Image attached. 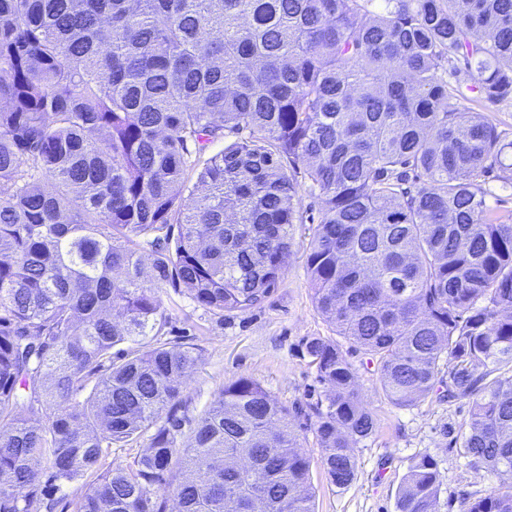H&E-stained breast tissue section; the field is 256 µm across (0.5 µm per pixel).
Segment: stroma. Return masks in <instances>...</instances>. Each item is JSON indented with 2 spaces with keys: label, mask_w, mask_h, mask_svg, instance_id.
Wrapping results in <instances>:
<instances>
[{
  "label": "stroma",
  "mask_w": 512,
  "mask_h": 512,
  "mask_svg": "<svg viewBox=\"0 0 512 512\" xmlns=\"http://www.w3.org/2000/svg\"><path fill=\"white\" fill-rule=\"evenodd\" d=\"M311 232V225H296L282 280L259 308L218 315L198 307L187 295L163 293L165 339H187L202 350L187 388L192 413L204 411L221 388L242 377L257 381L288 406L323 401L315 369L300 350L305 337L336 334L317 312L308 283L306 248ZM346 357L359 368L358 383L377 419V431L356 446L357 477L340 490L329 485L321 467L312 421H295L301 449L311 460L315 512H394L407 467L421 456L433 458L441 474L439 512H461L465 501L495 485V477L472 464L455 443L468 429V400H447L439 385L415 405L397 407L384 396L373 368L364 367L361 353L350 349Z\"/></svg>",
  "instance_id": "35a3bbf8"
}]
</instances>
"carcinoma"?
<instances>
[{
    "instance_id": "cac0c4a2",
    "label": "carcinoma",
    "mask_w": 512,
    "mask_h": 512,
    "mask_svg": "<svg viewBox=\"0 0 512 512\" xmlns=\"http://www.w3.org/2000/svg\"><path fill=\"white\" fill-rule=\"evenodd\" d=\"M509 100L512 0H0V512L93 475L72 512H314L302 408L240 378L192 420L201 353L161 340L165 289L258 308L308 221L318 313L395 406L471 401L497 484L463 512H512V212L482 187L512 189ZM301 351L345 489L377 422L338 341ZM440 485L414 459L396 512Z\"/></svg>"
}]
</instances>
